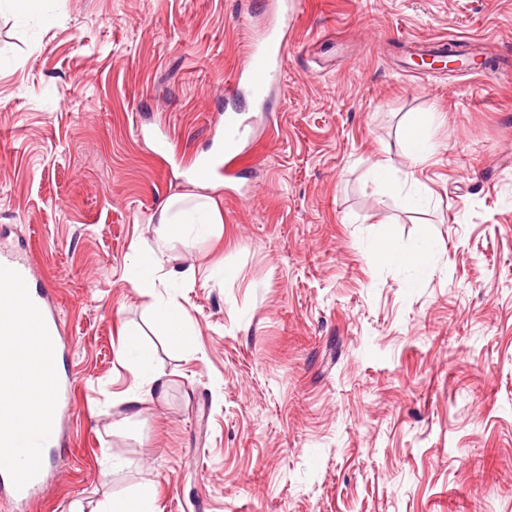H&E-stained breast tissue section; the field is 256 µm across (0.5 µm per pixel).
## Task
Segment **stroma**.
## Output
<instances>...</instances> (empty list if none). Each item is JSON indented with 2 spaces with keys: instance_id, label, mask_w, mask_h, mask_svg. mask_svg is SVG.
<instances>
[{
  "instance_id": "35a3bbf8",
  "label": "stroma",
  "mask_w": 512,
  "mask_h": 512,
  "mask_svg": "<svg viewBox=\"0 0 512 512\" xmlns=\"http://www.w3.org/2000/svg\"><path fill=\"white\" fill-rule=\"evenodd\" d=\"M267 2L0 4V243L54 289L74 381L33 512L145 492L155 512H512V80L413 47L507 59L512 0H302L273 131L193 180ZM430 112L417 164L405 131ZM160 127L163 151L136 134ZM174 194L224 214L163 258L191 272L167 284L186 352L126 279ZM424 237L429 269L379 257ZM129 332L166 382L136 414Z\"/></svg>"
}]
</instances>
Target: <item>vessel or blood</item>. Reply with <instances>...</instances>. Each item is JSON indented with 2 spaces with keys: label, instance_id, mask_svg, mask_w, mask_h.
Returning a JSON list of instances; mask_svg holds the SVG:
<instances>
[{
  "label": "vessel or blood",
  "instance_id": "b4317fda",
  "mask_svg": "<svg viewBox=\"0 0 512 512\" xmlns=\"http://www.w3.org/2000/svg\"><path fill=\"white\" fill-rule=\"evenodd\" d=\"M300 0H280L271 27L252 39L246 60L224 92V121L218 127L217 154L198 161L192 171L197 179L221 172V157L237 155L245 138L246 109L262 112L278 82L288 49V36L300 12ZM40 340L50 361H57L65 344L56 305L48 289L34 283L28 259L0 249V356L22 362L28 350L21 336ZM29 386L26 374L17 372L0 379V497L15 512H31L53 471V458L62 449L61 418L71 403V380L56 378L42 417L22 418L9 400ZM36 457L35 465L19 464L21 455Z\"/></svg>",
  "mask_w": 512,
  "mask_h": 512
}]
</instances>
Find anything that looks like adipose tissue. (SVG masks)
I'll use <instances>...</instances> for the list:
<instances>
[{
	"instance_id": "ef3b65f1",
	"label": "adipose tissue",
	"mask_w": 512,
	"mask_h": 512,
	"mask_svg": "<svg viewBox=\"0 0 512 512\" xmlns=\"http://www.w3.org/2000/svg\"><path fill=\"white\" fill-rule=\"evenodd\" d=\"M158 226L154 242H143L137 247L138 259L127 269L126 279L142 296L149 298L155 319L161 324L172 344L181 350H188L190 315L188 310L161 290L163 277L159 273L162 256L174 244L183 245L206 235L224 218L215 201L204 195H173L168 197L152 218ZM31 357L25 363V370L32 379L30 390L15 397L14 406L23 409L27 415L38 416L44 409L47 397L53 387L54 376L36 341H29ZM124 346L130 353L134 365L139 369L142 381L129 391L125 402L136 409L161 392L164 382L152 367V356L138 335L127 334Z\"/></svg>"
}]
</instances>
